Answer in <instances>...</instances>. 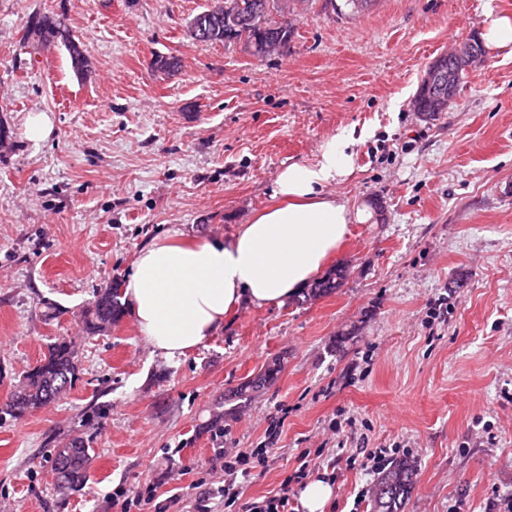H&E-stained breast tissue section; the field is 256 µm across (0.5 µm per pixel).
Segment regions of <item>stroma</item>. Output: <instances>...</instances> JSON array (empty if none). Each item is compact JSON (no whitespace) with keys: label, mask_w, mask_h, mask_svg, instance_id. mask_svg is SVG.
Returning a JSON list of instances; mask_svg holds the SVG:
<instances>
[{"label":"stroma","mask_w":512,"mask_h":512,"mask_svg":"<svg viewBox=\"0 0 512 512\" xmlns=\"http://www.w3.org/2000/svg\"><path fill=\"white\" fill-rule=\"evenodd\" d=\"M211 0H0V403L55 337L76 345L66 399L0 422V512H121L156 485L179 512L206 479L224 512L220 449L271 444L245 498L276 493L300 449L332 467L326 512H370L360 449L407 458L404 512H504L512 501V54L486 50L446 112L411 100L451 43L481 39L512 0H315L286 55L201 44ZM65 14L93 73L64 49L20 48L29 15ZM178 70L155 72L156 55ZM43 112L53 131L26 133ZM354 131L336 196L367 206L327 263L332 293L241 302L185 356L152 352L130 313L90 336L79 314L171 231L221 241L271 201L279 170ZM278 365L245 404L241 382ZM224 414V435L210 422ZM88 441L86 486L54 491L52 455ZM127 491L123 487L117 486L113 492L112 501L119 503L122 499L121 509L124 512H130L131 508H136L139 512H144L145 508L153 503L156 496V487L147 485L139 494L133 498L126 496Z\"/></svg>","instance_id":"stroma-1"}]
</instances>
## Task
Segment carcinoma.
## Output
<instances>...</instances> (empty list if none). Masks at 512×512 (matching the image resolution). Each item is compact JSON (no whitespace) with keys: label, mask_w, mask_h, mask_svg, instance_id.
<instances>
[{"label":"carcinoma","mask_w":512,"mask_h":512,"mask_svg":"<svg viewBox=\"0 0 512 512\" xmlns=\"http://www.w3.org/2000/svg\"><path fill=\"white\" fill-rule=\"evenodd\" d=\"M284 0H213V6L195 14L197 26L187 27L188 36L199 43L253 42L260 46L254 57L263 60L274 52H288V45L295 32L292 23L284 19ZM73 31L59 15L35 14L22 29L19 44L56 45L65 47L73 71L87 78L84 60L71 50ZM343 280L342 271L317 282L310 289L311 296L328 294L338 288ZM123 313L120 283L115 280L96 291L94 299L86 306L80 321L87 334H101L112 328ZM277 368L244 381L236 389L235 397L248 399L274 378ZM77 351L72 340L61 337L47 346V352L23 376L22 381L6 402L0 405V416L8 415L19 420L30 412L63 399L77 380ZM91 463L87 440L76 435L64 445L54 449L52 467L54 487L62 495L79 490L87 481ZM414 466L406 459H399L381 475L372 495L373 512H404L415 484Z\"/></svg>","instance_id":"carcinoma-1"}]
</instances>
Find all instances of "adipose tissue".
Listing matches in <instances>:
<instances>
[{"mask_svg":"<svg viewBox=\"0 0 512 512\" xmlns=\"http://www.w3.org/2000/svg\"><path fill=\"white\" fill-rule=\"evenodd\" d=\"M354 143L350 134L332 137L313 161L281 169L274 204L228 239L184 243L169 233L137 253L124 296L154 352L184 356L241 300L283 304L320 273L349 224L369 217L328 191L351 174Z\"/></svg>","mask_w":512,"mask_h":512,"instance_id":"ef3b65f1","label":"adipose tissue"}]
</instances>
